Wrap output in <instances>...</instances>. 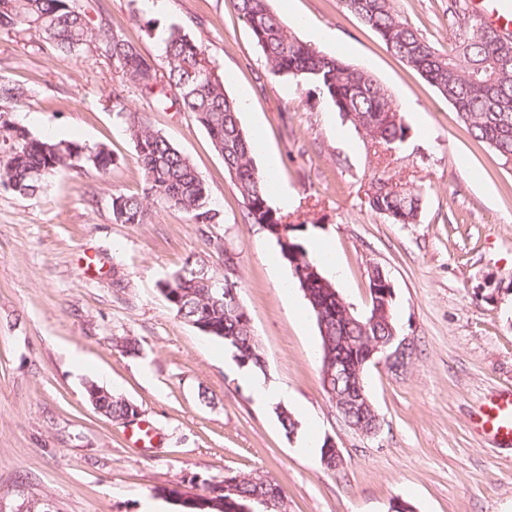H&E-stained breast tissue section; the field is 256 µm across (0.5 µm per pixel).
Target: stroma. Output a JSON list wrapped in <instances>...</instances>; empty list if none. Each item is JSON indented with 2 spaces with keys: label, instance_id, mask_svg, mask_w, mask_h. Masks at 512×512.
Masks as SVG:
<instances>
[{
  "label": "stroma",
  "instance_id": "stroma-1",
  "mask_svg": "<svg viewBox=\"0 0 512 512\" xmlns=\"http://www.w3.org/2000/svg\"><path fill=\"white\" fill-rule=\"evenodd\" d=\"M141 54L163 64V37L178 25L200 42L243 101L240 122L259 136L261 171H275L272 208L307 244L322 237L336 256L324 269L357 312L369 306V271L394 289L393 315L415 342L402 375L368 371L382 427L348 428L319 379L320 337L280 248L247 222L242 198L192 114L161 106L96 52L62 56L26 32H0V77L21 88L7 119L38 138L107 147L108 171L79 162L23 195L0 185V512L21 503L50 512H142L144 501L182 512L165 491L202 493L225 475H265L288 512H512V448L478 433L473 414L512 389V167L468 135L454 108L391 53L340 0H271L301 40L371 72L411 128L394 150L373 146L308 81L269 73L235 0H93ZM400 19L437 50L454 46L455 0H394ZM124 97L187 156L221 216L196 224L151 207L146 224L112 221V196L141 192L135 146L112 110ZM422 189L416 223L375 212L377 180ZM293 197L281 208L277 191ZM235 258L239 298L266 361L264 380L286 387L298 422L285 434L273 405L257 402L243 365L222 341L178 318L160 291L186 258L224 275ZM138 343L123 351L127 340ZM96 383L138 410L135 421L100 415ZM318 421L344 463L324 468L300 443ZM153 442L134 438L139 424Z\"/></svg>",
  "mask_w": 512,
  "mask_h": 512
}]
</instances>
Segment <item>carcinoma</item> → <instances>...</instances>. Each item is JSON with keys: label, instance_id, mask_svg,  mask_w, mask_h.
Instances as JSON below:
<instances>
[{"label": "carcinoma", "instance_id": "1", "mask_svg": "<svg viewBox=\"0 0 512 512\" xmlns=\"http://www.w3.org/2000/svg\"><path fill=\"white\" fill-rule=\"evenodd\" d=\"M344 8L369 27L394 55L405 61L456 110L460 122L477 142L493 150L502 160L512 157V37L484 23L466 20L455 34L453 52L443 54L417 30L402 22L392 0H342ZM237 12L251 31L270 71L275 77L302 78L315 85L330 100L343 121L374 144L396 147L410 134V127L392 96L366 69L340 56L327 55L297 38L271 9L270 0H236ZM21 29L52 44L70 56L80 51H100L112 60L122 76L139 92L161 105L190 112L202 125L214 149L224 158V166L246 209V217L263 224L271 236L288 232L282 217L268 204L269 176L254 161L255 140L239 120L240 106L224 91V81L206 75L215 69L203 46L183 28H170L165 43V70L161 71L138 48L123 39L109 20L92 18L77 0H0V31ZM20 88L0 77V115L13 111ZM112 111L123 118L135 144L144 172V186L138 194L112 195V223L144 224L149 204L159 202L188 214L195 224H215L218 212L210 204L209 188L190 160L154 131L124 99L112 98ZM14 143L0 159V182L21 194L40 192L47 176L84 161L106 171L113 163L111 152L101 146L87 150L72 141L36 138L12 129ZM422 201L418 188L394 189L385 180L377 181L369 196L371 208L394 224L416 222ZM281 253L293 252L295 261L320 267L296 242L280 244ZM209 270L190 258L162 291L170 308L186 322H203L205 335L233 349L240 363L255 369L262 365L253 349L245 312L231 314L224 303L210 302L204 281ZM333 283L316 280L310 286V307L323 308L327 335L361 336L363 331L336 316ZM367 349L349 345L343 359L354 368L365 360ZM102 409L114 418L136 416L131 403L114 395L104 399ZM280 494L274 482L242 480L232 501L239 506L263 509L262 498ZM223 486L207 487L202 503L207 508L189 512H228Z\"/></svg>", "mask_w": 512, "mask_h": 512}]
</instances>
